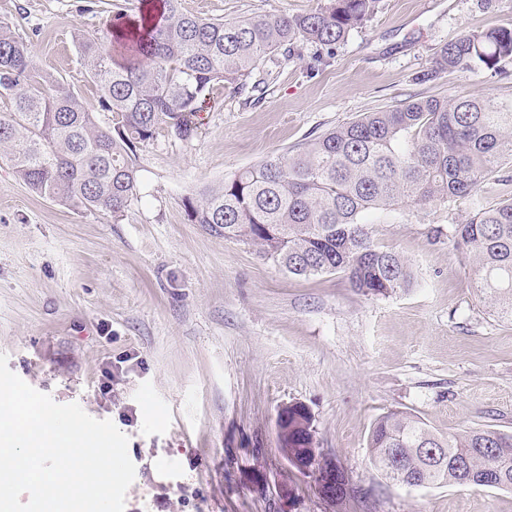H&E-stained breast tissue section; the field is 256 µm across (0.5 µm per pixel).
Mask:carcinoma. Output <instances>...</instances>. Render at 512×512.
<instances>
[{
  "label": "carcinoma",
  "instance_id": "carcinoma-1",
  "mask_svg": "<svg viewBox=\"0 0 512 512\" xmlns=\"http://www.w3.org/2000/svg\"><path fill=\"white\" fill-rule=\"evenodd\" d=\"M379 0H324L306 13L210 20L183 10L181 0L136 16L122 10L100 32L78 37L80 56L99 87L101 127L82 98L34 65L25 42L0 22V159L42 197L120 218L137 198L133 157L161 133L190 139L202 94L216 85L246 88L266 58H290L303 43L328 50L375 13ZM512 62V28L476 31L444 43L432 81L447 73ZM512 161V103L486 98H427L366 113L310 140L292 156L238 170L186 204L189 220L207 233L254 248L294 278L342 274L367 296L412 287L414 274L397 252L375 241L361 222L369 211L421 208L474 197ZM484 302L512 322V200L455 227ZM279 440L312 442L308 410L288 407ZM373 462L401 458L395 479L408 487L473 484L512 490V434L471 428L446 436L419 417L391 410L374 423ZM424 448L438 450L431 462Z\"/></svg>",
  "mask_w": 512,
  "mask_h": 512
}]
</instances>
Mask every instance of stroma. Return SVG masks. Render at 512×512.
Returning a JSON list of instances; mask_svg holds the SVG:
<instances>
[{"instance_id":"obj_1","label":"stroma","mask_w":512,"mask_h":512,"mask_svg":"<svg viewBox=\"0 0 512 512\" xmlns=\"http://www.w3.org/2000/svg\"><path fill=\"white\" fill-rule=\"evenodd\" d=\"M321 0H182L204 18L295 15ZM0 0L40 70L77 93L101 125L99 91L77 38L112 4ZM512 28V0H380L334 50L301 45L252 76L258 90L207 95L196 134L138 148V198L126 216L73 209L32 192L0 159V352L60 404L112 421L136 476L125 512H512V491L410 488L367 448L400 410L448 434H512V323L480 298L455 225L471 199L363 216L417 282L364 295L340 274L289 277L247 245L191 223L185 204L237 170L292 153L368 112L427 97L512 101V63L422 83L447 41ZM304 405L318 448L351 487L332 502L315 471L280 451L277 415Z\"/></svg>"}]
</instances>
